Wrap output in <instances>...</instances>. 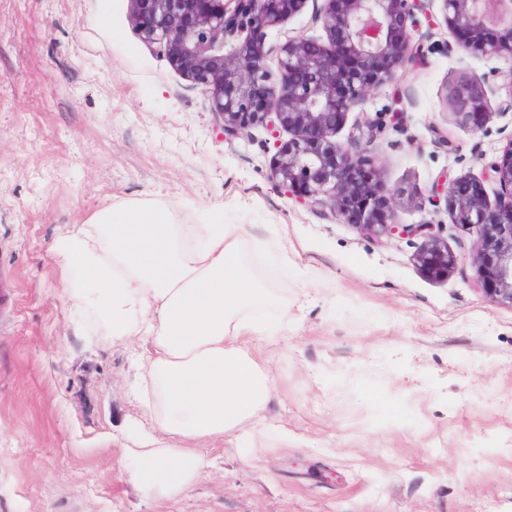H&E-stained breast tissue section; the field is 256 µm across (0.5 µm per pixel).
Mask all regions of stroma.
I'll return each instance as SVG.
<instances>
[{"label": "stroma", "mask_w": 512, "mask_h": 512, "mask_svg": "<svg viewBox=\"0 0 512 512\" xmlns=\"http://www.w3.org/2000/svg\"><path fill=\"white\" fill-rule=\"evenodd\" d=\"M423 60L367 112L403 110L369 146L402 224L447 221L442 173L482 177L512 138L511 98L459 124L446 87L506 56L455 50L433 7ZM265 130L224 135L210 96L130 21V0H0V512H512V306L477 287L475 230L442 280L420 239L372 237L271 177ZM148 204L173 224H241L245 258L288 305L254 354L266 425L197 443L209 466L159 499L129 480L151 429L134 342L75 308L55 238L94 212Z\"/></svg>", "instance_id": "obj_1"}]
</instances>
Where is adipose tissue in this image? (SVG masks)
I'll return each instance as SVG.
<instances>
[{
    "label": "adipose tissue",
    "mask_w": 512,
    "mask_h": 512,
    "mask_svg": "<svg viewBox=\"0 0 512 512\" xmlns=\"http://www.w3.org/2000/svg\"><path fill=\"white\" fill-rule=\"evenodd\" d=\"M243 238L236 224H172L137 207L119 221L95 212L53 244L83 278L70 299L85 303L91 283L108 335L143 340L138 397L170 439L133 455L131 480L145 494L187 492L206 466L193 441L230 442L264 419L272 386L247 344L272 335L251 312L273 294L246 264Z\"/></svg>",
    "instance_id": "adipose-tissue-1"
}]
</instances>
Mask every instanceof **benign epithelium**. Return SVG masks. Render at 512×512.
<instances>
[{"label": "benign epithelium", "instance_id": "obj_1", "mask_svg": "<svg viewBox=\"0 0 512 512\" xmlns=\"http://www.w3.org/2000/svg\"><path fill=\"white\" fill-rule=\"evenodd\" d=\"M308 0H130L131 22L147 44L211 97L222 132L239 135L262 126L274 139L272 179L296 198L329 207L376 237L420 238L416 262L440 279L454 268L441 224H400L391 193L363 143H371L400 113L365 114L371 94L421 49L414 41L432 0H324L314 16L326 38L297 36L268 44L269 31L302 11ZM448 30L464 53L512 56V0H439ZM506 36L486 37L489 25ZM276 54L280 76L266 65ZM495 87L463 73L447 88L457 120L479 130ZM364 121L347 143L333 139L352 111ZM291 137L282 140L280 132ZM489 177L499 184L490 200L467 178L432 189L451 223L476 229L471 256L476 282L488 298L512 305V138Z\"/></svg>", "mask_w": 512, "mask_h": 512}]
</instances>
